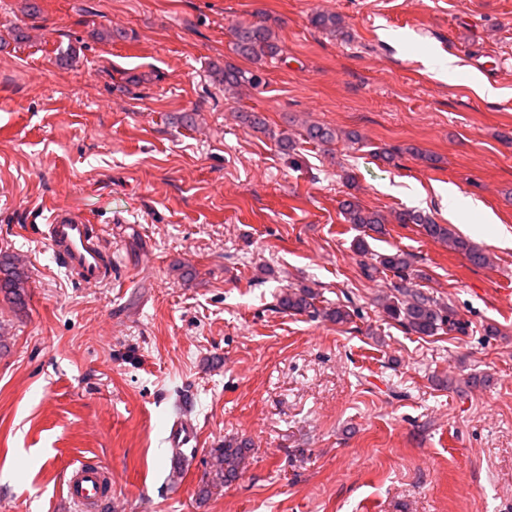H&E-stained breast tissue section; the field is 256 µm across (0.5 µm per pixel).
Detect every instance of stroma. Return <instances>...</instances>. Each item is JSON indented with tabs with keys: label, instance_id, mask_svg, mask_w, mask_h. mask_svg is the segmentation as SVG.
I'll list each match as a JSON object with an SVG mask.
<instances>
[{
	"label": "stroma",
	"instance_id": "stroma-1",
	"mask_svg": "<svg viewBox=\"0 0 512 512\" xmlns=\"http://www.w3.org/2000/svg\"><path fill=\"white\" fill-rule=\"evenodd\" d=\"M25 3L0 0V252L29 276L23 303L0 295V512H80L82 461L111 471L112 512H512V0ZM259 16L282 54L234 97L210 68L251 69L232 29ZM308 123L362 141L327 153L300 142ZM351 194L390 219L365 256ZM53 207L110 243L108 281L56 260ZM407 209L490 265L394 223ZM399 250L463 331L383 313L395 279L362 267ZM302 285L352 322L280 309ZM241 438L242 474L217 483L215 450Z\"/></svg>",
	"mask_w": 512,
	"mask_h": 512
}]
</instances>
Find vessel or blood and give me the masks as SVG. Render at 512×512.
Masks as SVG:
<instances>
[{"instance_id": "1", "label": "vessel or blood", "mask_w": 512, "mask_h": 512, "mask_svg": "<svg viewBox=\"0 0 512 512\" xmlns=\"http://www.w3.org/2000/svg\"><path fill=\"white\" fill-rule=\"evenodd\" d=\"M44 237L57 260L75 280L96 286L112 274V261L94 234L91 224L67 208L51 211ZM112 479L100 468L83 464L73 469L67 481V496L78 507L104 512L112 501Z\"/></svg>"}]
</instances>
